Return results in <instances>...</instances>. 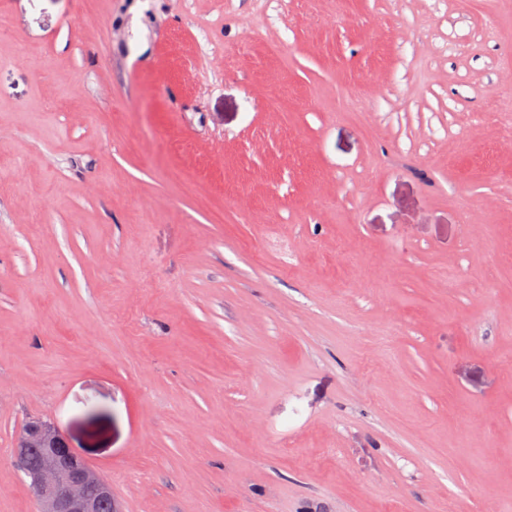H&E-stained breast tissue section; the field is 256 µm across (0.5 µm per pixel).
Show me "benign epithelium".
Returning a JSON list of instances; mask_svg holds the SVG:
<instances>
[{
    "label": "benign epithelium",
    "mask_w": 512,
    "mask_h": 512,
    "mask_svg": "<svg viewBox=\"0 0 512 512\" xmlns=\"http://www.w3.org/2000/svg\"><path fill=\"white\" fill-rule=\"evenodd\" d=\"M41 453L42 466L30 474L41 512H99V503H114L112 487L59 432L45 422L30 424L16 448L18 459ZM95 493H89V489Z\"/></svg>",
    "instance_id": "1"
}]
</instances>
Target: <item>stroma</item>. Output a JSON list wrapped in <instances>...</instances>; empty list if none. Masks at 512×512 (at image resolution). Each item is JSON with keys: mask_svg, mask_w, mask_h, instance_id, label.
<instances>
[{"mask_svg": "<svg viewBox=\"0 0 512 512\" xmlns=\"http://www.w3.org/2000/svg\"><path fill=\"white\" fill-rule=\"evenodd\" d=\"M80 2L0 0V512L34 420L120 512H512V0Z\"/></svg>", "mask_w": 512, "mask_h": 512, "instance_id": "stroma-1", "label": "stroma"}]
</instances>
